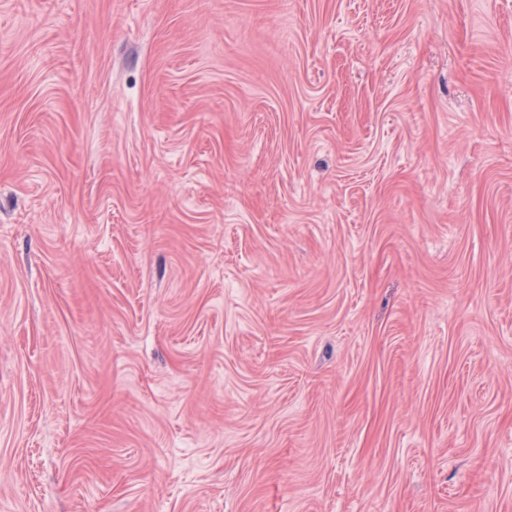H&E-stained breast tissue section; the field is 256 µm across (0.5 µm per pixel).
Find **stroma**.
<instances>
[{"label": "stroma", "mask_w": 512, "mask_h": 512, "mask_svg": "<svg viewBox=\"0 0 512 512\" xmlns=\"http://www.w3.org/2000/svg\"><path fill=\"white\" fill-rule=\"evenodd\" d=\"M0 512H512V0H0Z\"/></svg>", "instance_id": "1"}]
</instances>
